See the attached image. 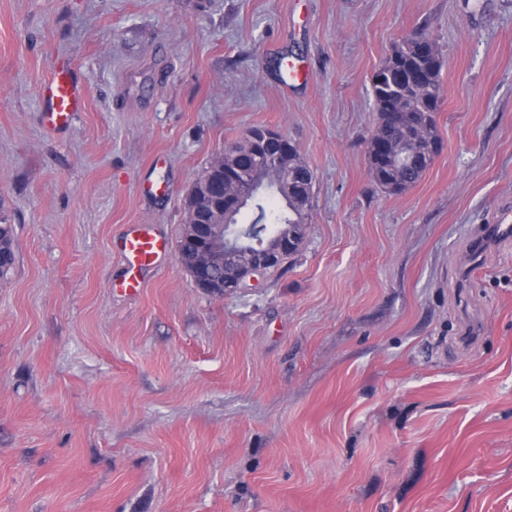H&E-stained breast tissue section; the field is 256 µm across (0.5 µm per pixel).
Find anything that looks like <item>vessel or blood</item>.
Listing matches in <instances>:
<instances>
[{
    "mask_svg": "<svg viewBox=\"0 0 512 512\" xmlns=\"http://www.w3.org/2000/svg\"><path fill=\"white\" fill-rule=\"evenodd\" d=\"M41 113L46 128H68L77 112L85 107V93L75 71L66 63H58L39 91ZM116 250L125 259L127 276L121 287L135 294L143 286L142 270L153 266L164 256L170 242L152 231L145 224L132 225L129 231L115 243Z\"/></svg>",
    "mask_w": 512,
    "mask_h": 512,
    "instance_id": "obj_1",
    "label": "vessel or blood"
}]
</instances>
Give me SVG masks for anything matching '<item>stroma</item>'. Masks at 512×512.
<instances>
[{"mask_svg":"<svg viewBox=\"0 0 512 512\" xmlns=\"http://www.w3.org/2000/svg\"><path fill=\"white\" fill-rule=\"evenodd\" d=\"M416 31L443 149L388 194L371 80ZM62 61L86 105L50 131ZM259 125L315 176L300 251L234 296L173 253L119 293L114 240H178ZM509 205L512 0H0V512H512V238L472 246ZM13 225L9 216L1 210L0 212V268L4 265L5 260L1 254L7 259L9 266L4 270H0V278L6 276L14 264V250H13ZM12 259V263L9 260Z\"/></svg>","mask_w":512,"mask_h":512,"instance_id":"stroma-1","label":"stroma"}]
</instances>
